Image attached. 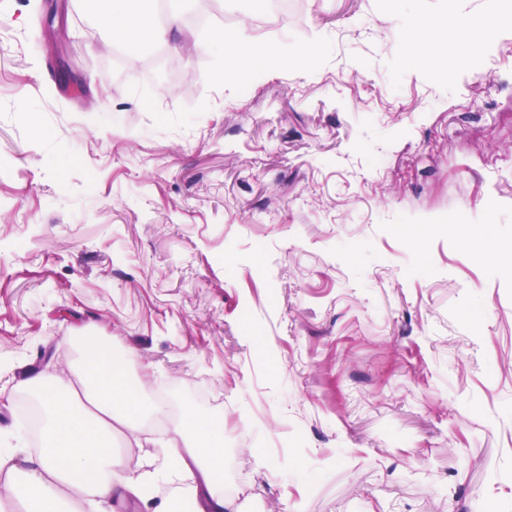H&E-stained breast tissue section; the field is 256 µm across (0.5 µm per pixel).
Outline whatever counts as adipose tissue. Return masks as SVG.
Wrapping results in <instances>:
<instances>
[{"label":"adipose tissue","mask_w":512,"mask_h":512,"mask_svg":"<svg viewBox=\"0 0 512 512\" xmlns=\"http://www.w3.org/2000/svg\"><path fill=\"white\" fill-rule=\"evenodd\" d=\"M83 10L95 17L112 41L129 47H149L163 40L177 23L176 15L158 19L153 0H80ZM512 26V13L503 12L501 0H485L476 17L451 15L444 23L423 26L411 23L405 32V56L410 64L425 67L447 64L449 43H492ZM224 48V82L256 68L274 70L281 62L271 51L253 46L240 30L218 29L208 42L195 45L196 53L212 46ZM80 369L75 384L61 386L53 376L34 373L25 388L44 407L43 442L27 468L2 463L0 482L13 505L33 512H58L60 501L71 500L104 512L103 505L118 496L143 506L145 512H171L165 500H154L159 479L190 476L186 492L193 512H224L228 503L218 482L224 474V428L221 423L184 407L161 450L140 447L134 468H126L112 451V436L136 433L143 422L158 417L163 406L146 400L134 382V354L113 353L100 337L77 339Z\"/></svg>","instance_id":"ef3b65f1"}]
</instances>
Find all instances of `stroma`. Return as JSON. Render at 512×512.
I'll use <instances>...</instances> for the list:
<instances>
[{
	"mask_svg": "<svg viewBox=\"0 0 512 512\" xmlns=\"http://www.w3.org/2000/svg\"><path fill=\"white\" fill-rule=\"evenodd\" d=\"M301 2L244 35L313 68L242 87L199 0L146 49L0 0V444L94 326L223 424L236 512H512V29L442 73L411 0Z\"/></svg>",
	"mask_w": 512,
	"mask_h": 512,
	"instance_id": "1",
	"label": "stroma"
}]
</instances>
